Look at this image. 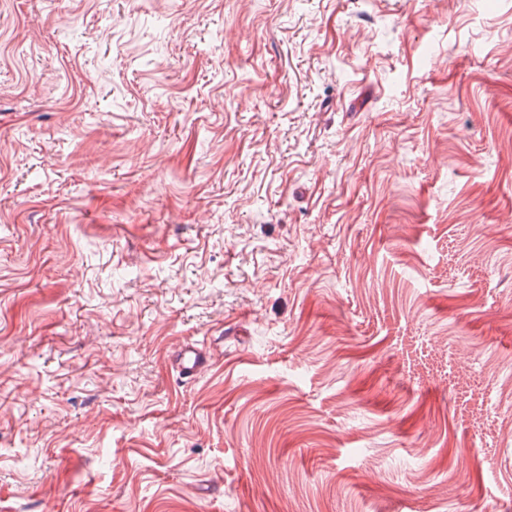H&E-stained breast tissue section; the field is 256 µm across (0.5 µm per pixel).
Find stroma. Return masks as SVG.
<instances>
[{
    "mask_svg": "<svg viewBox=\"0 0 512 512\" xmlns=\"http://www.w3.org/2000/svg\"><path fill=\"white\" fill-rule=\"evenodd\" d=\"M0 512H512V0H0ZM178 374L184 381L191 380L208 367L209 351L191 345L181 346L173 355Z\"/></svg>",
    "mask_w": 512,
    "mask_h": 512,
    "instance_id": "obj_1",
    "label": "stroma"
}]
</instances>
